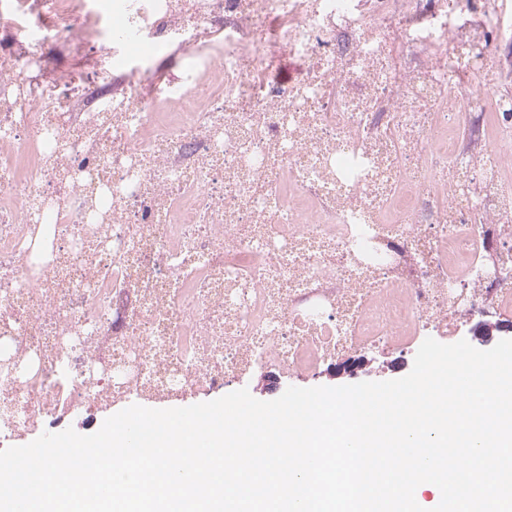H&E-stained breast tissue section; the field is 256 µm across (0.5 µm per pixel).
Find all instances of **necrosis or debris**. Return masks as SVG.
I'll list each match as a JSON object with an SVG mask.
<instances>
[{
	"instance_id": "obj_1",
	"label": "necrosis or debris",
	"mask_w": 512,
	"mask_h": 512,
	"mask_svg": "<svg viewBox=\"0 0 512 512\" xmlns=\"http://www.w3.org/2000/svg\"><path fill=\"white\" fill-rule=\"evenodd\" d=\"M511 310L501 0H0L1 441ZM305 62L297 57H284L276 71L277 80L288 85L302 79L305 72Z\"/></svg>"
}]
</instances>
